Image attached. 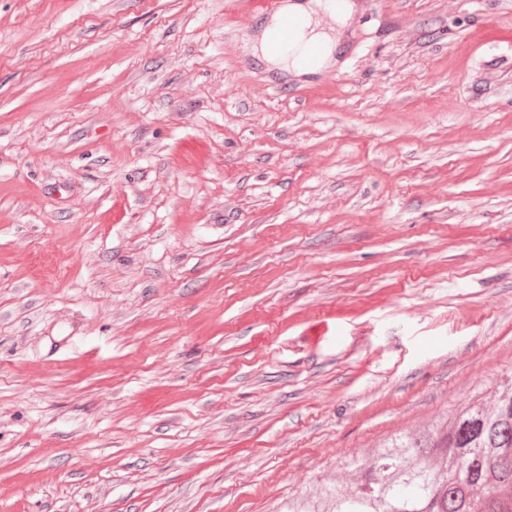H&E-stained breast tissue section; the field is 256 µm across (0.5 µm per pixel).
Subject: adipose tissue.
Segmentation results:
<instances>
[{"label":"adipose tissue","instance_id":"obj_1","mask_svg":"<svg viewBox=\"0 0 512 512\" xmlns=\"http://www.w3.org/2000/svg\"><path fill=\"white\" fill-rule=\"evenodd\" d=\"M285 12L303 16L307 20L305 28L298 36L293 49L282 51L273 47L267 37H260L254 44V55L262 60L269 69L288 72L294 75L310 74L306 55L309 47H318L321 51V66H329L341 45L344 31L348 28L354 5L352 0L335 4L334 0H292L285 5ZM329 15L335 20L333 27H324L322 16Z\"/></svg>","mask_w":512,"mask_h":512}]
</instances>
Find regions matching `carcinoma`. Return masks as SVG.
Instances as JSON below:
<instances>
[{
  "label": "carcinoma",
  "instance_id": "cac0c4a2",
  "mask_svg": "<svg viewBox=\"0 0 512 512\" xmlns=\"http://www.w3.org/2000/svg\"><path fill=\"white\" fill-rule=\"evenodd\" d=\"M352 467L353 492L304 498L288 512H492L512 486V383L494 409L470 406L440 427L394 436Z\"/></svg>",
  "mask_w": 512,
  "mask_h": 512
}]
</instances>
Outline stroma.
Listing matches in <instances>:
<instances>
[{
	"mask_svg": "<svg viewBox=\"0 0 512 512\" xmlns=\"http://www.w3.org/2000/svg\"><path fill=\"white\" fill-rule=\"evenodd\" d=\"M355 3L295 76L226 0H0V512H287L512 378V0ZM478 43H509L512 44V32L502 29L497 23L488 21L475 34Z\"/></svg>",
	"mask_w": 512,
	"mask_h": 512,
	"instance_id": "obj_1",
	"label": "stroma"
}]
</instances>
